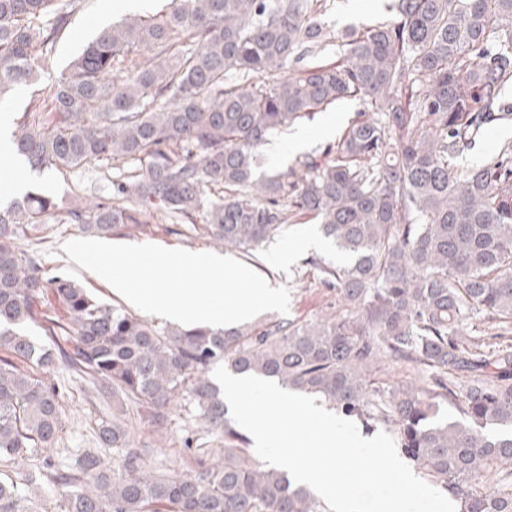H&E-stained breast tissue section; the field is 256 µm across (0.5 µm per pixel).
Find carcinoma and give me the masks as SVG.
I'll use <instances>...</instances> for the list:
<instances>
[{"mask_svg": "<svg viewBox=\"0 0 512 512\" xmlns=\"http://www.w3.org/2000/svg\"><path fill=\"white\" fill-rule=\"evenodd\" d=\"M76 0H0V96L48 69ZM328 0H170L101 29L23 112L14 153L65 174L124 160L112 197L61 207L33 193L0 210V512H42L20 482L66 489L59 512H327L307 486L249 454L210 377L223 362L315 396L397 449L458 512H512V141L482 164L457 158L512 117V0H390V17L335 32ZM341 52L321 54L333 42ZM293 70L272 84L264 77ZM364 109L320 154L256 175L269 138L326 107ZM253 257L299 220L342 261L317 265L335 292L316 320L212 331L158 326L63 277L17 241L51 220L102 236L155 217ZM54 301L64 318L44 310ZM484 315L487 330L463 337ZM37 327L38 343L30 334ZM389 361L414 381L375 380ZM67 366L112 414L99 444L59 467L57 386ZM176 399L224 447L184 439L190 465L165 473L134 428L169 423ZM451 406L458 419L438 418ZM44 454L37 472L21 473Z\"/></svg>", "mask_w": 512, "mask_h": 512, "instance_id": "carcinoma-1", "label": "carcinoma"}]
</instances>
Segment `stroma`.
<instances>
[{
	"instance_id": "35a3bbf8",
	"label": "stroma",
	"mask_w": 512,
	"mask_h": 512,
	"mask_svg": "<svg viewBox=\"0 0 512 512\" xmlns=\"http://www.w3.org/2000/svg\"><path fill=\"white\" fill-rule=\"evenodd\" d=\"M330 8L323 19L336 31L352 26H361L372 19L383 16L385 0H328ZM166 0H143L140 7H133L130 0H81L72 13L68 26L57 39L53 50L54 59L50 71L42 73L36 83L19 87L17 94L0 106L7 109L10 119H18L29 102L45 100L53 76L59 75L69 61L76 56L103 26L119 21L124 15H151L162 10ZM362 107L361 100H346L331 105L315 114L313 119L303 121L269 141L259 150V172L284 169L296 163L302 151L294 148L293 136L301 133L306 137L304 151L323 149L334 143ZM126 163L112 164L110 175H103L101 168L85 166L60 176L51 172L39 173L19 161L0 158V180L8 182L10 188L0 194V209H6L28 193L52 196L65 204L79 192L108 197L112 194L111 177L119 176L126 170ZM303 229L301 223L289 224L284 233L269 243L258 260L251 264L275 287H285L290 291L288 316L292 319H315L324 315L334 293L324 287L317 276L315 262H332L336 259V249L332 244H324L317 252L299 257L291 265H283L278 259L279 252L297 247L298 237ZM39 240L40 262L51 275H62L89 289L104 301L122 305L121 297L113 294L111 286L99 276L82 269L69 260L63 251L64 242L83 238L84 233L76 224H44L35 233ZM120 243H151L166 248H181L193 252L224 253V246L210 242L190 231L187 225L174 226L162 220L152 221L144 233L134 236H120ZM43 380L57 383L59 397L65 413L64 429L61 437L62 451L56 461L68 464L70 459L83 450L97 446V425L108 412L106 405L90 400L91 388L78 376L66 368L57 366L42 372ZM171 424L161 433L151 428H141L134 434L135 443H149L155 450V461L165 471L183 472L188 457L183 440L187 433L206 436L203 422L191 416L183 405L171 406Z\"/></svg>"
}]
</instances>
